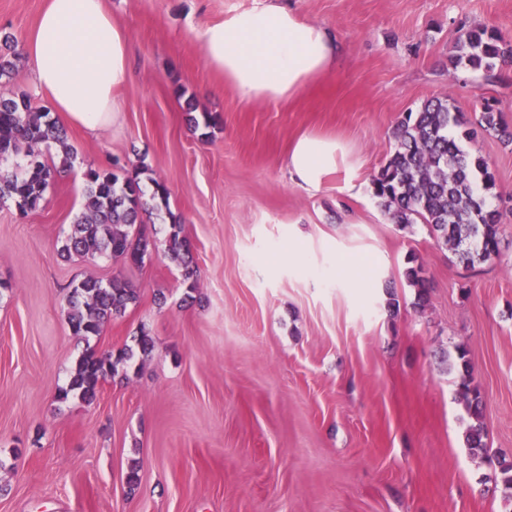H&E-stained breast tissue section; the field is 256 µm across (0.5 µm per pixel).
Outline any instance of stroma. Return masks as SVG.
<instances>
[{"label": "stroma", "mask_w": 512, "mask_h": 512, "mask_svg": "<svg viewBox=\"0 0 512 512\" xmlns=\"http://www.w3.org/2000/svg\"><path fill=\"white\" fill-rule=\"evenodd\" d=\"M258 2L105 0L135 49L119 112L96 135L68 127L75 166L41 209L0 206V512H505L493 467L465 446L448 364L468 349L491 452L512 456V150L452 130L496 181L500 254L471 268L428 226L393 224L372 179L427 99L450 96L470 120L493 99L512 125V65L489 82L448 64L469 29L512 37V0H287L336 35L344 64L286 102L242 99L203 60L200 30ZM45 4L0 0V36L22 39ZM205 113L215 126L194 130ZM304 134L347 148L315 194L285 166ZM113 157L142 186L166 183L195 291L160 249L139 267L60 257L85 168ZM341 260L374 278L336 282ZM412 260L429 282L422 310ZM116 274L138 302L101 336H73L70 284ZM143 326L155 345L142 366L94 403L58 402L85 348Z\"/></svg>", "instance_id": "stroma-1"}]
</instances>
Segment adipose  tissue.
<instances>
[{
	"instance_id": "ef3b65f1",
	"label": "adipose tissue",
	"mask_w": 512,
	"mask_h": 512,
	"mask_svg": "<svg viewBox=\"0 0 512 512\" xmlns=\"http://www.w3.org/2000/svg\"><path fill=\"white\" fill-rule=\"evenodd\" d=\"M200 39L206 65L248 101L296 98L336 72L341 58L332 32L280 0L230 12L207 25ZM19 51L51 110L90 133L112 123L120 109L116 93L133 80V44L104 0H46ZM344 153L338 140L302 136L288 153V175L318 193Z\"/></svg>"
}]
</instances>
